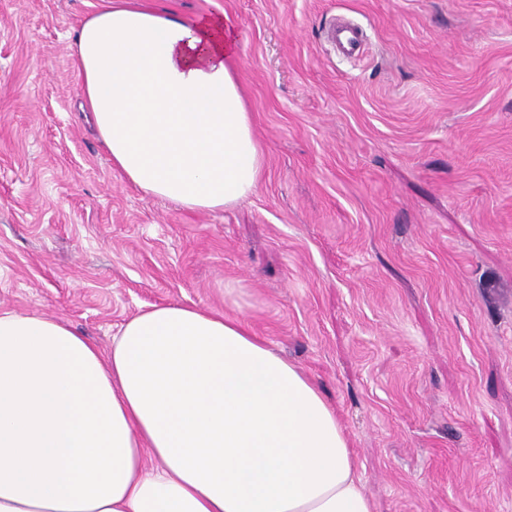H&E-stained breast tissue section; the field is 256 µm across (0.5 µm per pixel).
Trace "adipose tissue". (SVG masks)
Here are the masks:
<instances>
[{"label": "adipose tissue", "mask_w": 512, "mask_h": 512, "mask_svg": "<svg viewBox=\"0 0 512 512\" xmlns=\"http://www.w3.org/2000/svg\"><path fill=\"white\" fill-rule=\"evenodd\" d=\"M71 57L114 168L210 211L263 172L221 13L120 0ZM0 512H372L334 409L239 318L175 304L102 352L63 319L0 309Z\"/></svg>", "instance_id": "ef3b65f1"}]
</instances>
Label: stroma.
I'll list each match as a JSON object with an SVG mask.
<instances>
[{
    "instance_id": "stroma-1",
    "label": "stroma",
    "mask_w": 512,
    "mask_h": 512,
    "mask_svg": "<svg viewBox=\"0 0 512 512\" xmlns=\"http://www.w3.org/2000/svg\"><path fill=\"white\" fill-rule=\"evenodd\" d=\"M102 2L0 0V308L104 351L156 305L241 318L334 407L375 512H512V0H135L237 33L264 171L214 211L138 190L82 112Z\"/></svg>"
}]
</instances>
